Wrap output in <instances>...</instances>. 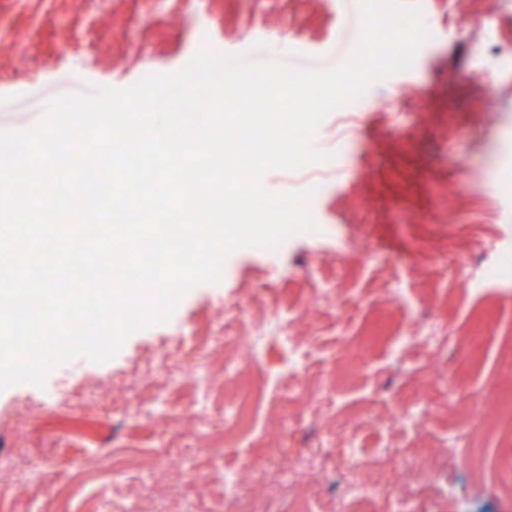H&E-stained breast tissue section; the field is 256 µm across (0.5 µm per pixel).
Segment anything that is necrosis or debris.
Masks as SVG:
<instances>
[{"instance_id": "1", "label": "necrosis or debris", "mask_w": 512, "mask_h": 512, "mask_svg": "<svg viewBox=\"0 0 512 512\" xmlns=\"http://www.w3.org/2000/svg\"><path fill=\"white\" fill-rule=\"evenodd\" d=\"M257 301L254 295L241 298L224 315L223 374L238 388L223 400L224 423L212 429V444L188 447L177 432L150 457L113 455L109 476L113 502L109 505L86 494V485L96 481L99 474L87 458L75 457L70 465L80 475V482L65 486L48 502L0 499V512H336L332 503L311 510V498L294 494L304 475L317 474L325 467L327 451H306L302 470L276 472L260 493L245 477L248 465L232 467L224 461L225 439L251 433L261 415L276 410L284 416L293 407L302 419H335L327 382L312 363L320 345L318 337L294 333V320L286 310L277 307L258 312ZM267 337L280 346L285 358L262 382L245 381L244 366L261 360V341ZM215 345L211 335L171 333L158 350L147 351L125 373L130 393L119 408L120 414L135 424L143 417L169 410L178 396L187 398L191 418L207 421L215 401L207 395L196 396L194 389L212 382L207 358ZM440 345L439 336L430 327L408 320L391 339L390 353L401 360L416 357L419 348L435 350ZM95 385L89 373L66 365L57 372L48 396L59 410L68 411ZM430 403L425 395H400L386 416L389 431L406 435L424 429ZM62 446L61 438L51 432L27 437L22 445V466L0 460V480L13 477L25 487L45 482L59 464ZM344 446L349 461L345 512H366L368 505L381 497L389 505L388 512H413L409 490L394 484L385 469L397 456L394 449L371 443L366 433L354 426L347 432Z\"/></svg>"}]
</instances>
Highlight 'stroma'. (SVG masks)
I'll list each match as a JSON object with an SVG mask.
<instances>
[{
  "label": "stroma",
  "instance_id": "stroma-1",
  "mask_svg": "<svg viewBox=\"0 0 512 512\" xmlns=\"http://www.w3.org/2000/svg\"><path fill=\"white\" fill-rule=\"evenodd\" d=\"M340 8L361 26L354 0H0V129L36 126L47 104L65 93L93 97L102 86L176 73L203 46L331 69ZM424 20L430 37L415 55L413 80L387 78L364 93L372 109L361 135L346 145L343 182L330 161L262 176L263 188L276 195L312 189L317 232L226 256L220 282L190 290L168 323L133 334L106 362H85L103 386L72 412L49 406L26 414L23 401L38 391L32 384L0 392V413L17 421L15 432H0V459L16 448V434L50 424L67 428L73 440L52 481L29 488L32 499L71 480L67 460L84 454L83 438L100 439L103 470L112 462L109 449L159 447L170 422L135 428L114 414L122 394L111 389L112 377L169 329L210 323L222 334L225 307L249 293L267 296L274 282L284 299L310 308L306 330L342 341L348 352L364 349L365 359L336 367L335 424L291 417L271 428L261 420L254 447L245 453L225 445V457L249 456L259 471L271 449L285 466L352 418L386 435L385 415L414 388L435 398L428 429L406 436L396 459V476L412 490L417 512H458L462 500L474 512H512V493L500 491L492 468L512 439L485 432L487 419L512 413V369L500 360L502 342L512 338V266L498 265L512 256V0H427ZM483 196L494 201L493 221L473 204ZM495 266L498 277L488 278ZM314 288L341 289L344 306L311 305ZM390 289L400 298L390 322L415 317L447 339L409 368L367 335ZM448 438L447 462L433 471L413 467L411 449Z\"/></svg>",
  "mask_w": 512,
  "mask_h": 512
}]
</instances>
